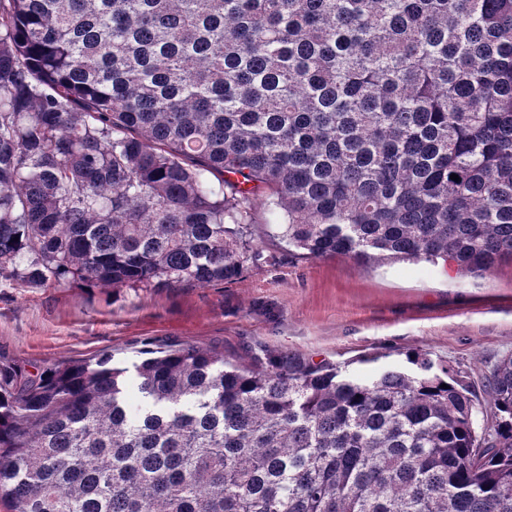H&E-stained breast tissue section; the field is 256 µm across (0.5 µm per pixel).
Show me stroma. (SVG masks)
Returning a JSON list of instances; mask_svg holds the SVG:
<instances>
[{
  "instance_id": "35a3bbf8",
  "label": "stroma",
  "mask_w": 512,
  "mask_h": 512,
  "mask_svg": "<svg viewBox=\"0 0 512 512\" xmlns=\"http://www.w3.org/2000/svg\"><path fill=\"white\" fill-rule=\"evenodd\" d=\"M284 212L257 204L246 234L262 252L232 282L205 287H46L0 282V357L35 369L109 351L127 368L128 406L140 407L136 364L145 344H191L247 364L300 355L345 362L422 349L461 372L480 401L484 376L512 353V257L462 276L425 260L366 267L347 255L307 259L279 238Z\"/></svg>"
}]
</instances>
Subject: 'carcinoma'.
Here are the masks:
<instances>
[{
  "mask_svg": "<svg viewBox=\"0 0 512 512\" xmlns=\"http://www.w3.org/2000/svg\"><path fill=\"white\" fill-rule=\"evenodd\" d=\"M259 200L307 258L512 256V0H0V281L231 282ZM143 354L134 416L107 351L0 360L7 512H512V354L484 406L422 351Z\"/></svg>",
  "mask_w": 512,
  "mask_h": 512,
  "instance_id": "1",
  "label": "carcinoma"
}]
</instances>
